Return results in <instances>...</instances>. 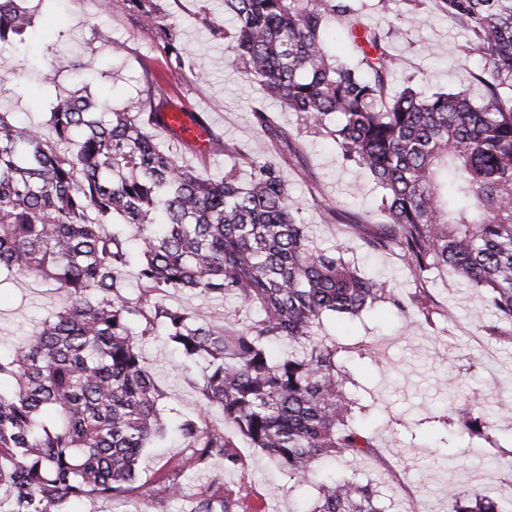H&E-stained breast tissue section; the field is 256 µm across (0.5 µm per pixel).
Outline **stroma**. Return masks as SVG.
I'll list each match as a JSON object with an SVG mask.
<instances>
[{
    "label": "stroma",
    "mask_w": 512,
    "mask_h": 512,
    "mask_svg": "<svg viewBox=\"0 0 512 512\" xmlns=\"http://www.w3.org/2000/svg\"><path fill=\"white\" fill-rule=\"evenodd\" d=\"M168 7L189 54L188 67L172 73L166 72L152 33L138 25L123 0H113L107 12L100 11L98 0H41L33 10L35 49L49 59L65 57L69 68L60 73L57 88H46L34 72L21 67L11 47H0V74L8 76L0 82V110L14 113L19 121L44 125L56 94L82 88L120 109L135 96L136 79L148 69L164 76L177 108L205 114L226 143L249 149L267 145L250 111L263 90L232 64L224 42L208 30L212 24L229 25L223 0H168ZM405 8L404 0H364L359 14L366 25L391 29L396 75H414L429 90L454 87L479 97L471 74L481 59L468 52V34L430 6L420 9L412 24L399 25ZM267 111L290 134L283 176L314 243L343 246L369 276L386 282L398 296L414 292L418 282L402 257L366 252L358 236L327 217L332 207L356 213L366 224L386 223L369 175L343 165L332 140L307 133L296 113L273 101ZM431 289L445 309L433 327L419 315L400 313L387 304L354 318L324 322V334L335 341L349 370V392L362 406L359 426L371 433L385 431L393 442L380 457L337 462L336 474L373 482L391 512H448L452 487L512 496V470L496 465L498 459H512V341L483 334V325L494 314L465 281L438 280ZM64 301L53 286L32 278L4 284L0 337L25 335ZM142 348L164 394L163 409L197 412L204 400L194 374L180 371L181 354L161 336L145 337ZM468 397L480 398L492 413V443L459 432L457 420ZM240 451L245 468L225 474L228 485H250V501L263 512H310L316 487L295 484L259 449L244 445ZM182 454L174 444L147 449L140 490L121 501L87 497L74 512H154L143 492Z\"/></svg>",
    "instance_id": "stroma-1"
}]
</instances>
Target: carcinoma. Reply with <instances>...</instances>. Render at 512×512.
I'll return each mask as SVG.
<instances>
[{
	"label": "carcinoma",
	"instance_id": "carcinoma-1",
	"mask_svg": "<svg viewBox=\"0 0 512 512\" xmlns=\"http://www.w3.org/2000/svg\"><path fill=\"white\" fill-rule=\"evenodd\" d=\"M26 0H0V47L53 85L60 58L43 63L27 42ZM155 34L171 70L186 47L166 0H123ZM470 35L483 93L427 91L405 77L392 89L387 35L357 21L347 31L356 61L328 53L323 32L356 0H224L232 25L211 29L266 96L330 137L344 161L372 177L385 224L328 209L369 251H397L419 288L406 299L366 275L345 250L312 244L289 195L280 156L243 152L209 132L210 151L242 157L247 173L216 178L173 151L195 147L167 122L163 77L145 70L135 111H98L88 96H57L47 135L0 111V274L34 276L68 303L12 349L0 350V512H71L91 495L137 489L144 449L169 433L184 454L157 478L161 506L187 471L243 465L238 440L260 449L288 479L313 482L327 458H369L378 436L354 422L349 376L324 317H355L378 303L429 325L441 314L427 288L445 274L481 291L512 330V0H430ZM268 138L288 140L264 105L251 106ZM167 132L162 140L157 131ZM139 295H129L126 269ZM188 291L238 309L217 327L166 301ZM160 334L185 366L203 362L205 405L224 414L165 419L139 341ZM459 424L489 439L493 421L471 397ZM312 512H388L368 484L329 477ZM449 512H512L479 493L448 492ZM193 512H252L215 478Z\"/></svg>",
	"mask_w": 512,
	"mask_h": 512
}]
</instances>
